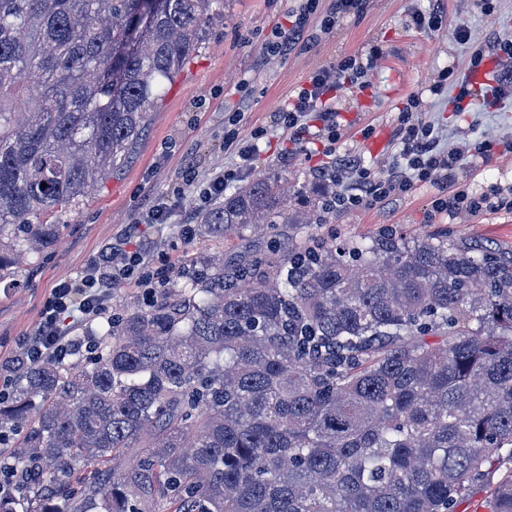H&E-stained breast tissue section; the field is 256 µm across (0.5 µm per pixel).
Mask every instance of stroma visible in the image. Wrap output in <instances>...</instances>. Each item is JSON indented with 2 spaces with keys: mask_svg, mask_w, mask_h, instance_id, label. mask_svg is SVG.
Wrapping results in <instances>:
<instances>
[{
  "mask_svg": "<svg viewBox=\"0 0 512 512\" xmlns=\"http://www.w3.org/2000/svg\"><path fill=\"white\" fill-rule=\"evenodd\" d=\"M302 0H225L224 23L215 27L201 50L170 86L147 118V131L122 170L104 181L63 215L68 225L48 253L13 265L10 278L0 282V365L22 352V345L39 332L44 303L54 285L80 275L102 247L129 239L131 248L146 251L154 267L174 271L187 256L224 253L225 257L265 249L255 236L228 241L186 239L181 227L196 223L207 208L200 189L236 159L224 146L232 126L243 133L261 129L259 152L241 173L248 181L272 171L285 172L296 188L317 185L322 168L340 161L383 174L398 156V129L412 97L423 100L418 117L433 125L444 148L466 147L459 179L474 190L512 184V152L498 149L512 141V99L489 107L486 93L512 70V60L491 55L485 83L473 86L463 103H456L455 84L443 82L447 72L471 78L472 45L493 37H512V0H366L363 8L340 20L335 31L321 33V12L306 22L318 35L308 48L295 47L287 56L271 57L264 47L277 27H289ZM443 5V24L430 31L411 25L415 12ZM467 24L471 39L455 38L457 24ZM374 58L363 85L338 90L332 103L339 113L342 137L329 144L317 114H310L309 134L290 140L274 113L303 87L316 70L346 58ZM386 143L378 152L369 144L377 136ZM494 142L489 155L477 153ZM445 186L417 182L402 196L358 210L337 212L327 224L307 226V234L325 241L367 238L390 228L405 237L444 229L450 238L487 241L512 247V209L484 211L451 219H428L433 201ZM175 203L164 224L141 223L146 203Z\"/></svg>",
  "mask_w": 512,
  "mask_h": 512,
  "instance_id": "stroma-1",
  "label": "stroma"
}]
</instances>
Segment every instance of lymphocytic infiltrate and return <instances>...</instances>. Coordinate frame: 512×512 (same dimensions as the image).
Listing matches in <instances>:
<instances>
[{
	"label": "lymphocytic infiltrate",
	"mask_w": 512,
	"mask_h": 512,
	"mask_svg": "<svg viewBox=\"0 0 512 512\" xmlns=\"http://www.w3.org/2000/svg\"><path fill=\"white\" fill-rule=\"evenodd\" d=\"M365 70L364 63L350 58L340 66L314 72L297 96L276 111L278 123L290 131L294 140L300 141L308 131L307 116L316 112L329 137L338 138V114L328 106L325 96L361 78ZM399 135L402 149L392 169L384 175L365 167L356 169L353 183L333 195L334 208L348 211L382 203L405 194L414 182L436 181L453 184L454 189L448 196L435 200V213L458 217L488 210L512 209V199L498 189L473 192L457 187L458 169L464 153L455 148L441 149L430 125L406 117L402 120ZM131 278L147 287L152 284L145 257L115 244L92 258L80 277L57 283L44 305L38 335L24 347L26 358L36 362L46 356L65 357L69 341L62 333L61 322L100 315L106 308L112 284Z\"/></svg>",
	"instance_id": "obj_1"
}]
</instances>
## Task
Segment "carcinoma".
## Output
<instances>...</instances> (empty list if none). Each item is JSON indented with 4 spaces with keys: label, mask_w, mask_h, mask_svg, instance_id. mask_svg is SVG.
<instances>
[{
    "label": "carcinoma",
    "mask_w": 512,
    "mask_h": 512,
    "mask_svg": "<svg viewBox=\"0 0 512 512\" xmlns=\"http://www.w3.org/2000/svg\"><path fill=\"white\" fill-rule=\"evenodd\" d=\"M224 0H0V280L118 172ZM288 178L246 182L194 235L324 224ZM64 359L8 365L0 512H454L508 449L512 249L383 231L192 257ZM512 512V476L488 501Z\"/></svg>",
    "instance_id": "1"
}]
</instances>
